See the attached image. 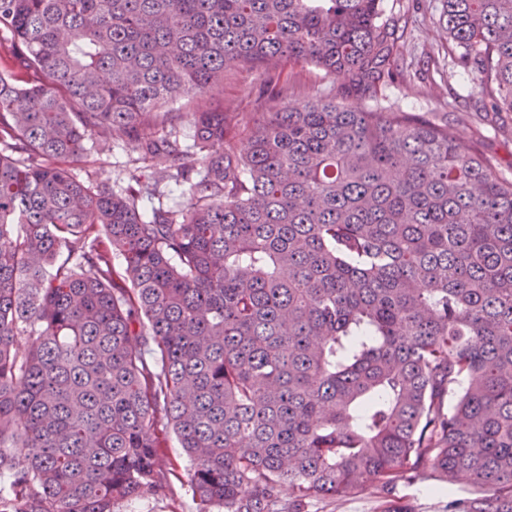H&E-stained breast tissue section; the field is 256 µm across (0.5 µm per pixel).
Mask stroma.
Returning <instances> with one entry per match:
<instances>
[{
  "mask_svg": "<svg viewBox=\"0 0 512 512\" xmlns=\"http://www.w3.org/2000/svg\"><path fill=\"white\" fill-rule=\"evenodd\" d=\"M384 10L406 23L399 43L404 77L385 90L386 102L431 119L448 117L463 145L477 150L500 176L512 181V112L485 111L484 97L474 89L470 77L454 65L443 22L444 0H384ZM279 76L291 88L289 101L297 107L327 94L331 85L322 71L294 63H282ZM263 79L258 69H231L224 81L225 109L254 111L250 91ZM132 157L123 134L117 132L108 143L96 146L89 164H77L75 171L81 175L89 169L110 177L121 176L130 167ZM462 495L459 483L402 479L388 493L371 487L337 501H313L308 512H392L399 506L405 512H448L450 502Z\"/></svg>",
  "mask_w": 512,
  "mask_h": 512,
  "instance_id": "obj_1",
  "label": "stroma"
}]
</instances>
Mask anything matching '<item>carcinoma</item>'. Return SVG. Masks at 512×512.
<instances>
[{"label":"carcinoma","mask_w":512,"mask_h":512,"mask_svg":"<svg viewBox=\"0 0 512 512\" xmlns=\"http://www.w3.org/2000/svg\"><path fill=\"white\" fill-rule=\"evenodd\" d=\"M443 18L512 112V0ZM400 38L383 0H0V512L162 500L171 432L196 512H512V182L380 103ZM234 65L258 111L195 110ZM116 131L142 166L79 180ZM281 82L288 83L292 94L288 99L293 106L301 107L312 98L328 93L331 79L313 67H302L284 62L279 71ZM464 488L460 483L401 479L390 493L371 487L342 500L312 501L308 512H387L399 506L407 512H448L449 503L465 495Z\"/></svg>","instance_id":"cac0c4a2"}]
</instances>
